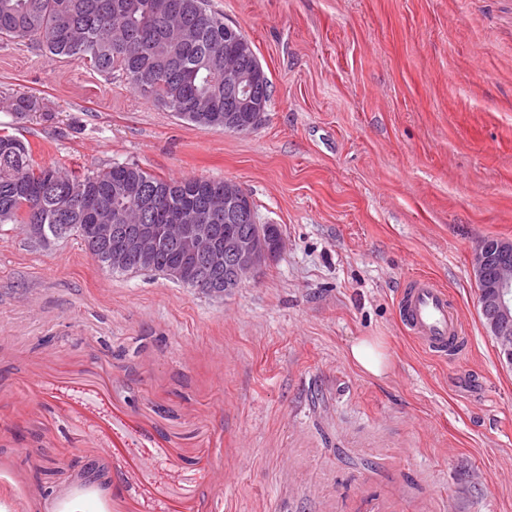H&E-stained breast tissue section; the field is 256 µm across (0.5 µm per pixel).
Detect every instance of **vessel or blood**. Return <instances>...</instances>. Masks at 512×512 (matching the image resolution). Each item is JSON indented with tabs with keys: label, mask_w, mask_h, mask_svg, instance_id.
<instances>
[{
	"label": "vessel or blood",
	"mask_w": 512,
	"mask_h": 512,
	"mask_svg": "<svg viewBox=\"0 0 512 512\" xmlns=\"http://www.w3.org/2000/svg\"><path fill=\"white\" fill-rule=\"evenodd\" d=\"M397 309L406 333L428 354L450 356L463 346V326L452 310L447 290L433 278L418 275L408 280Z\"/></svg>",
	"instance_id": "obj_1"
}]
</instances>
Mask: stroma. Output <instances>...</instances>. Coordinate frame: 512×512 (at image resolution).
Masks as SVG:
<instances>
[{"instance_id": "stroma-1", "label": "stroma", "mask_w": 512, "mask_h": 512, "mask_svg": "<svg viewBox=\"0 0 512 512\" xmlns=\"http://www.w3.org/2000/svg\"><path fill=\"white\" fill-rule=\"evenodd\" d=\"M210 4L271 82L248 135L0 43V129L37 163L231 181L283 237L213 298L0 226V493L44 512L93 463L116 512H512V366L471 268L512 242V0ZM17 93L41 111L16 118ZM413 275L446 287L459 356L403 330ZM365 336L383 377L350 358Z\"/></svg>"}]
</instances>
